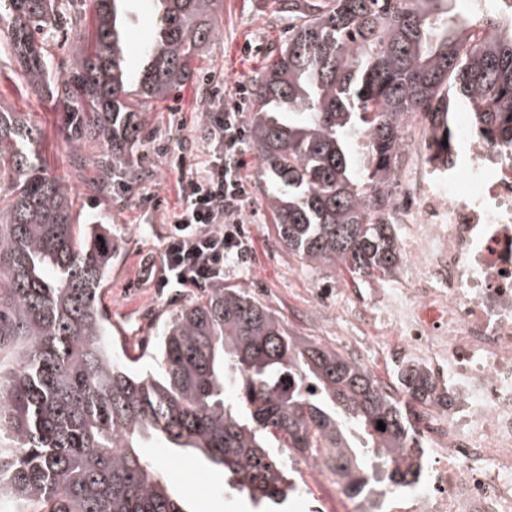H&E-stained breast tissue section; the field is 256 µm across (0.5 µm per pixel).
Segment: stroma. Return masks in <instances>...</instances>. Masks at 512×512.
I'll use <instances>...</instances> for the list:
<instances>
[{"label":"stroma","mask_w":512,"mask_h":512,"mask_svg":"<svg viewBox=\"0 0 512 512\" xmlns=\"http://www.w3.org/2000/svg\"><path fill=\"white\" fill-rule=\"evenodd\" d=\"M287 38L288 17L279 0H219L214 32L196 60L200 76L153 102L144 115L132 161L145 179L133 190L114 183L111 194L103 195L89 185L90 161L101 142L88 141L82 156H75L67 114L53 98L29 91L17 72L8 34L0 29V107L25 113L41 127L39 150L48 173L68 188L84 222L109 229L113 259L102 306L112 321V351L118 359H125L135 346L153 343L172 310L201 296L198 288L158 285L163 237L180 207V173L173 162L185 156L187 168L198 172L205 161L222 154L221 139L212 122L201 120V113L220 112L238 102L242 121H249L252 101L238 99L236 87L253 85L267 55ZM239 160L247 190L242 219L248 261L225 268V286L246 289L276 310L292 335L346 352L347 334L360 327L351 298L337 293V286L393 288L408 281V269L382 279H356L343 269L301 263L279 243L266 203L267 181L249 145H242ZM144 454L167 462L171 485L189 512H251V502L225 485L223 473L199 459L174 454L159 442Z\"/></svg>","instance_id":"obj_1"}]
</instances>
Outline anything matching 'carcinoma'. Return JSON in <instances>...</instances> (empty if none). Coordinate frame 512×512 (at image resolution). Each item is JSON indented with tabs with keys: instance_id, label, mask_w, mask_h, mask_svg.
Wrapping results in <instances>:
<instances>
[{
	"instance_id": "obj_1",
	"label": "carcinoma",
	"mask_w": 512,
	"mask_h": 512,
	"mask_svg": "<svg viewBox=\"0 0 512 512\" xmlns=\"http://www.w3.org/2000/svg\"><path fill=\"white\" fill-rule=\"evenodd\" d=\"M93 2L92 29L60 77L47 36L71 0H0V24L31 91L63 105L76 145L105 143L94 163L108 191L141 177L142 113L192 79L218 0H152L157 23L136 69L128 0ZM465 2L454 12L449 0H282L293 24L254 83L250 142L280 244L301 262L358 276L399 268L386 216L412 113L428 120L439 158L460 109L512 157V13ZM477 25L490 30L480 41ZM40 138L25 113L0 112V497L10 512H186L165 465L141 452L156 440L223 471L264 512L296 491L292 451L327 453L359 512H381L379 498L420 481L426 449L413 420L448 407V392L417 366L390 392L321 341L290 335L242 288L212 285L181 307L156 337V373L116 359L101 305L112 243L77 223Z\"/></svg>"
}]
</instances>
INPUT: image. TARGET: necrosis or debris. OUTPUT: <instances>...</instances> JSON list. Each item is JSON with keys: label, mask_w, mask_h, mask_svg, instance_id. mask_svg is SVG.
Here are the masks:
<instances>
[{"label": "necrosis or debris", "mask_w": 512, "mask_h": 512, "mask_svg": "<svg viewBox=\"0 0 512 512\" xmlns=\"http://www.w3.org/2000/svg\"><path fill=\"white\" fill-rule=\"evenodd\" d=\"M408 126L390 216L412 285L369 303L360 343L448 383L447 410L417 422L436 456L410 512H512V160L465 112L444 162Z\"/></svg>", "instance_id": "1"}]
</instances>
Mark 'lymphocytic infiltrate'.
Returning <instances> with one entry per match:
<instances>
[{"instance_id": "1", "label": "lymphocytic infiltrate", "mask_w": 512, "mask_h": 512, "mask_svg": "<svg viewBox=\"0 0 512 512\" xmlns=\"http://www.w3.org/2000/svg\"><path fill=\"white\" fill-rule=\"evenodd\" d=\"M223 130V159L180 179L184 206L161 253L162 283L200 287L223 281L226 263L246 251L240 218L246 192L234 163L243 133L239 108L225 111Z\"/></svg>"}]
</instances>
